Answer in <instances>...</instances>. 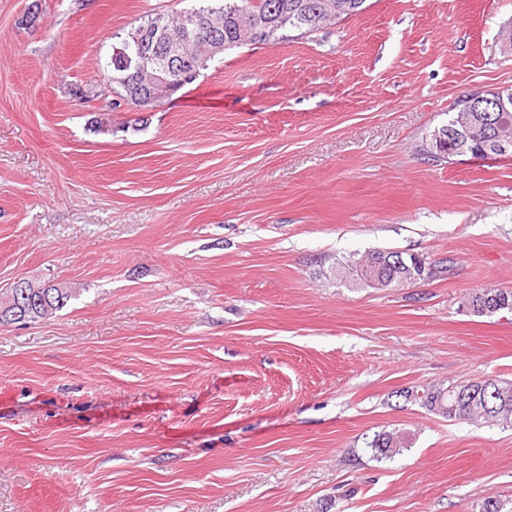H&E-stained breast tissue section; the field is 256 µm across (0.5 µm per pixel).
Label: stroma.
Masks as SVG:
<instances>
[{"label": "stroma", "instance_id": "1", "mask_svg": "<svg viewBox=\"0 0 512 512\" xmlns=\"http://www.w3.org/2000/svg\"><path fill=\"white\" fill-rule=\"evenodd\" d=\"M196 4L0 0V291L76 290L0 328V512H512V429L404 397L512 380V315L461 305L512 288V157L429 154L512 87V0H367L110 108L118 36ZM378 248L450 270L330 276ZM484 90L477 91L470 96L473 97L471 99V105L479 106L482 103L489 102L491 107V111L487 112H510L512 108V88L511 87H503L495 91L494 98L484 97L482 94ZM465 106L461 102L456 106L454 115L448 120V124L443 125L448 127V134H446L445 127L437 128L432 134L434 147L440 148L441 144L446 140L444 134L448 136L450 141V148L453 147L454 138L457 133L466 134L469 138L471 145L478 149H486L489 154L484 155L482 159H496L506 157L490 150L486 145V129L484 123V113L486 112H467ZM369 446L377 458L391 459L407 448V435L396 429L384 430L374 436Z\"/></svg>", "mask_w": 512, "mask_h": 512}]
</instances>
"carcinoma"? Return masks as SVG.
I'll return each instance as SVG.
<instances>
[{"label": "carcinoma", "mask_w": 512, "mask_h": 512, "mask_svg": "<svg viewBox=\"0 0 512 512\" xmlns=\"http://www.w3.org/2000/svg\"><path fill=\"white\" fill-rule=\"evenodd\" d=\"M365 3L366 0H209L206 6L176 16L157 14L131 28L120 46L112 47L104 69V81L116 96L112 106L141 107L162 101L136 68L138 52L151 34L179 56L180 65L172 70L171 77L174 95L193 84L212 63L223 59L221 52L210 53L214 41L228 50L286 40L291 31L306 35L325 24L359 14ZM447 127L449 141L462 133L471 145L487 148L484 113L468 112L460 103ZM446 272L447 266H426L418 255L379 249L360 258L338 261L333 270L337 279L369 288H396ZM26 285V289L9 288L0 295V327L51 316L66 307L73 296V289L63 283L35 285L28 281ZM462 307L477 317L512 314V289H480L465 296ZM411 397L443 418L512 427L511 381L485 378L450 382L446 387H431L414 396L405 394V398ZM405 447L407 435L396 429L381 431L370 442L380 459H390Z\"/></svg>", "instance_id": "1"}]
</instances>
